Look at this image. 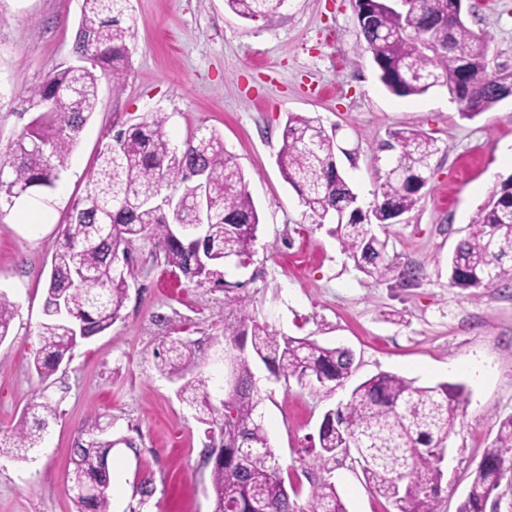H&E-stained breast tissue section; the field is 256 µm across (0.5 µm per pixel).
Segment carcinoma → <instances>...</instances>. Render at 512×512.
I'll use <instances>...</instances> for the list:
<instances>
[{"label": "carcinoma", "instance_id": "cac0c4a2", "mask_svg": "<svg viewBox=\"0 0 512 512\" xmlns=\"http://www.w3.org/2000/svg\"><path fill=\"white\" fill-rule=\"evenodd\" d=\"M128 0H82L74 53L88 57L92 67L57 70L30 91L28 109L36 115L13 140L0 160V204L57 186L68 167L80 135L94 114L101 78L112 76V92L124 87L136 21ZM238 16L254 20L275 14L282 0H225ZM457 0H411L394 12L382 0H357L358 12L373 23L360 28L363 50L371 55L387 89L400 97L421 96L444 87L459 103L485 112L499 103L498 94L470 87L469 77L487 70L490 38L466 22L447 26ZM68 89L72 96L57 112H41L50 89ZM167 117L149 113L118 130L97 154L85 194L69 208L52 256L37 328L40 349L33 367L42 379L51 377L82 341L104 333L121 319L133 276L130 248L149 238L164 263L189 281L217 273L224 261L251 259L260 216L247 190L244 171L224 150L220 134L209 128L193 131L181 146L170 140ZM398 152L394 167L374 192L369 220L357 211L358 197L338 174L333 137L318 120L290 114L282 133L277 164L298 192L302 205L324 221L334 219L344 253L365 274L384 279L394 271L387 236L375 231L413 210L427 183V172L438 151L422 131L393 132ZM184 204L180 225L197 222L194 200L201 194L209 214L204 242L177 233L166 212L153 200L168 190ZM512 280V177L500 183L478 210L467 235L448 255V282L459 288H488ZM233 320L224 322V341L235 347L234 374L239 389L220 400L224 386L211 378L185 379L188 366L201 359L196 343L169 337L158 365L161 374L184 380L178 395L198 420L218 429L219 442L205 449L212 464V512H347L330 479L311 485L306 507L298 510L287 488L283 469L258 412L260 399L253 366L261 363L274 381L314 380L333 390L353 373L354 357L344 347H329L308 337L284 336L253 319L248 300L228 298ZM15 304L0 293V340L8 336ZM463 400L460 385L422 386L392 373H379L356 385L348 397L327 410L317 432L313 462L324 467L348 446L357 447L366 484L395 512H438L444 472L441 462ZM58 406L45 400L28 406L7 435H0V455L28 460L49 436ZM111 424L99 423L74 442L68 491L76 512H110L113 448ZM512 452V416L499 423L495 439L457 512H483L498 488L499 472Z\"/></svg>", "mask_w": 512, "mask_h": 512}]
</instances>
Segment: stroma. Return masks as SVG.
I'll return each mask as SVG.
<instances>
[{
    "label": "stroma",
    "instance_id": "stroma-1",
    "mask_svg": "<svg viewBox=\"0 0 512 512\" xmlns=\"http://www.w3.org/2000/svg\"><path fill=\"white\" fill-rule=\"evenodd\" d=\"M82 0H0V157L30 120L27 91L77 64L73 51ZM466 21L490 38L491 69L512 70V0H474ZM138 24L125 88L102 79L58 188L34 193L39 224L19 208L0 213V291L18 307L0 341V432L25 409L57 403L51 435L32 461L0 457V512H75L66 488L77 435L111 422L112 512H129L143 479L156 491L149 512H212L207 427L161 376L156 354L172 329L206 354L224 347L230 316L224 287L191 283L154 260L152 241L132 249L135 277L122 320L79 343L48 380L30 368L40 348L45 285L68 205L84 195L95 155L112 128L150 112L167 117L173 144L197 127L217 130L247 176L260 213L254 254L226 263V284L248 311L278 332L349 348L355 371L327 392L317 383H273L254 369L264 425L305 507L320 475L308 452L324 413L352 386L382 372L420 385L459 384L466 399L448 440L440 512H456L483 451L512 416V283L462 289L448 284V255L478 209L512 176V99L471 119L448 93L421 97L387 91L359 42L355 0H288L278 14L245 20L225 0H130ZM319 119L334 139L338 166L369 206L393 164L394 131L416 128L435 139L429 180L414 210L386 228L395 272L376 279L357 270L331 226L301 204L276 165L288 114ZM414 268L410 286L400 272ZM332 482L348 512H387L353 457H337Z\"/></svg>",
    "mask_w": 512,
    "mask_h": 512
}]
</instances>
